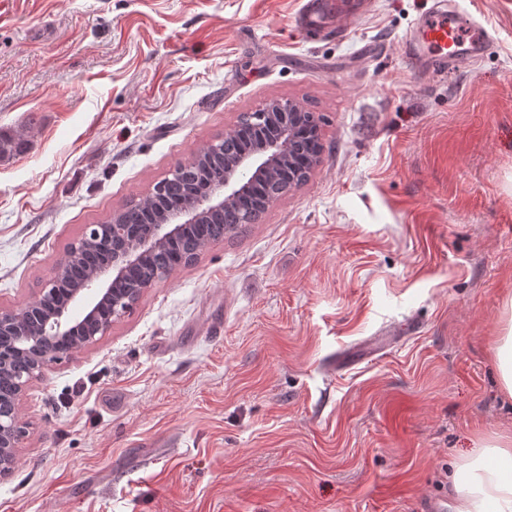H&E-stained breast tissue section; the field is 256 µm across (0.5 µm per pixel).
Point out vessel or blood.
Listing matches in <instances>:
<instances>
[{
	"mask_svg": "<svg viewBox=\"0 0 512 512\" xmlns=\"http://www.w3.org/2000/svg\"><path fill=\"white\" fill-rule=\"evenodd\" d=\"M333 18L331 0H301L295 27L308 37ZM493 42L492 34L454 0L424 12L405 37L406 50L418 69L431 67L443 73L483 58Z\"/></svg>",
	"mask_w": 512,
	"mask_h": 512,
	"instance_id": "1",
	"label": "vessel or blood"
}]
</instances>
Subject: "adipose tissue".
Instances as JSON below:
<instances>
[{
    "label": "adipose tissue",
    "instance_id": "adipose-tissue-1",
    "mask_svg": "<svg viewBox=\"0 0 512 512\" xmlns=\"http://www.w3.org/2000/svg\"><path fill=\"white\" fill-rule=\"evenodd\" d=\"M491 344L501 390L512 398V292L503 301V323ZM448 512H512V438L484 445L460 467Z\"/></svg>",
    "mask_w": 512,
    "mask_h": 512
}]
</instances>
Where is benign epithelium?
I'll use <instances>...</instances> for the list:
<instances>
[{
    "label": "benign epithelium",
    "mask_w": 512,
    "mask_h": 512,
    "mask_svg": "<svg viewBox=\"0 0 512 512\" xmlns=\"http://www.w3.org/2000/svg\"><path fill=\"white\" fill-rule=\"evenodd\" d=\"M304 115L305 110L291 99H273L262 104L250 113V124L255 129L275 126L279 130L278 136L260 137L253 151L225 166L224 181L219 188L203 189L188 202L169 209L144 237L121 223L116 212L112 213L110 224L87 225V233L98 235L103 231L113 238L130 239L132 244L113 253L84 285L71 289L66 301L50 315H43L36 302L0 312V335L14 337L11 348L5 351L0 349V377L14 375L15 359L19 355L27 356L31 362L28 375L20 377L16 394L0 403V470L14 456V448L18 447L24 436V424L16 412L17 393L44 369L59 361L58 357L51 354L50 346L68 338L82 324L97 323L102 304L115 292L116 286L129 269L137 265L154 245L178 235L188 225L200 222L210 212L253 195L251 184L240 179L239 170L247 169L262 177L284 163L291 162L289 146L297 136ZM23 318L44 321L42 332L25 336L16 332V321Z\"/></svg>",
    "instance_id": "obj_1"
}]
</instances>
